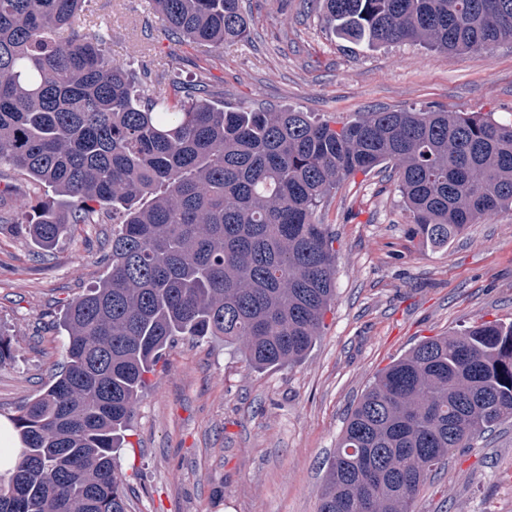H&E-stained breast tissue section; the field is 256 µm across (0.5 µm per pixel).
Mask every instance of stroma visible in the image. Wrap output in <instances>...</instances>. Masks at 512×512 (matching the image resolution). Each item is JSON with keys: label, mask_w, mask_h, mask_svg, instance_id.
I'll return each mask as SVG.
<instances>
[{"label": "stroma", "mask_w": 512, "mask_h": 512, "mask_svg": "<svg viewBox=\"0 0 512 512\" xmlns=\"http://www.w3.org/2000/svg\"><path fill=\"white\" fill-rule=\"evenodd\" d=\"M250 38L220 52L171 40L149 0H91L112 58L204 82L214 101L348 121L411 107L512 123V40L464 53L411 43L375 51L340 40L322 0H245ZM44 189L0 167V416L39 394L64 361L58 323L111 264L112 226L78 225L49 251L25 231ZM335 235L336 301L297 366L258 371L222 339L179 340L148 376L113 461L128 512H318L351 408L375 372L429 336L512 321V212L468 225L446 248L419 246L394 169L357 174L319 212ZM413 512H512V423L456 449Z\"/></svg>", "instance_id": "obj_1"}]
</instances>
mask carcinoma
Instances as JSON below:
<instances>
[{
	"instance_id": "obj_1",
	"label": "carcinoma",
	"mask_w": 512,
	"mask_h": 512,
	"mask_svg": "<svg viewBox=\"0 0 512 512\" xmlns=\"http://www.w3.org/2000/svg\"><path fill=\"white\" fill-rule=\"evenodd\" d=\"M177 41L249 35L243 0H151ZM85 0H0V166L58 199L28 234L52 247L109 203L112 270L66 308V361L11 418L23 444L0 512H127L114 441L176 338L217 337L255 369L300 363L335 297V238L317 212L357 172L394 167L413 236L448 246L512 211V125L479 113L216 107L177 72L112 62ZM340 39L462 52L512 40V0H323ZM14 359L0 331V367ZM512 420V323L420 342L374 376L338 439L319 512H410L457 448Z\"/></svg>"
}]
</instances>
